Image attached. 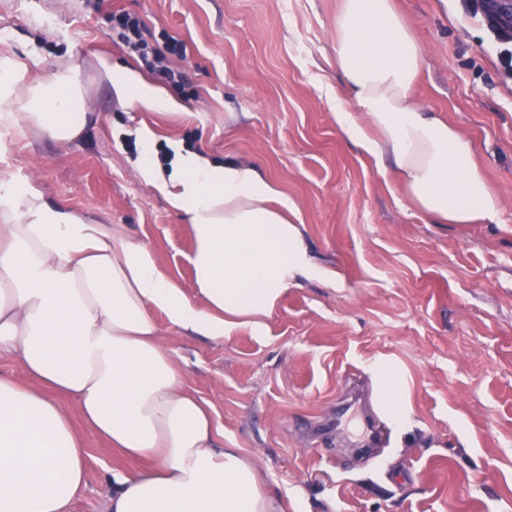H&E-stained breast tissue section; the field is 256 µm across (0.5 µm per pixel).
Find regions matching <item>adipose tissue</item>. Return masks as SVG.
Wrapping results in <instances>:
<instances>
[{
	"label": "adipose tissue",
	"mask_w": 512,
	"mask_h": 512,
	"mask_svg": "<svg viewBox=\"0 0 512 512\" xmlns=\"http://www.w3.org/2000/svg\"><path fill=\"white\" fill-rule=\"evenodd\" d=\"M332 28L339 135L431 223H494L500 197L472 141L416 100L421 48L393 0H341ZM97 68L119 99L176 110L132 69L106 56ZM87 122L77 67L34 80L0 53V131L72 141ZM138 137L137 177L191 226L196 297L124 225L95 223L28 180L0 176V353L28 378L0 377V512H69L85 489L67 399L97 437L151 461L113 474L105 512H282L258 463L225 447L210 405L187 389L154 316L207 340L241 327L260 334L290 288L330 273L309 254L294 203L255 165L178 147L165 167L153 158V130Z\"/></svg>",
	"instance_id": "obj_1"
}]
</instances>
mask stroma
Returning a JSON list of instances; mask_svg holds the SVG:
<instances>
[{
	"mask_svg": "<svg viewBox=\"0 0 512 512\" xmlns=\"http://www.w3.org/2000/svg\"><path fill=\"white\" fill-rule=\"evenodd\" d=\"M337 2L0 0V29L11 32L0 52L35 76L79 64L89 110L73 141L37 130L7 139L0 172L125 225L191 294V228L137 179L134 130L154 127L162 158L180 144L256 165L295 202L306 245L336 281L290 289L259 336L240 328L212 342L158 319L225 444L260 464L288 512H512V74L480 0H397L423 55L416 98L474 143L501 197L495 223H427L336 131L327 95L342 90L329 65ZM120 13L145 23L149 43H185L168 58L182 83L146 76L182 113L123 106L100 78V55L141 66ZM377 361L403 377L410 415L385 424L387 447L365 461L350 450L368 408L351 393L379 398ZM86 442L87 486L71 512H104L113 473L136 463Z\"/></svg>",
	"mask_w": 512,
	"mask_h": 512,
	"instance_id": "obj_1",
	"label": "stroma"
}]
</instances>
